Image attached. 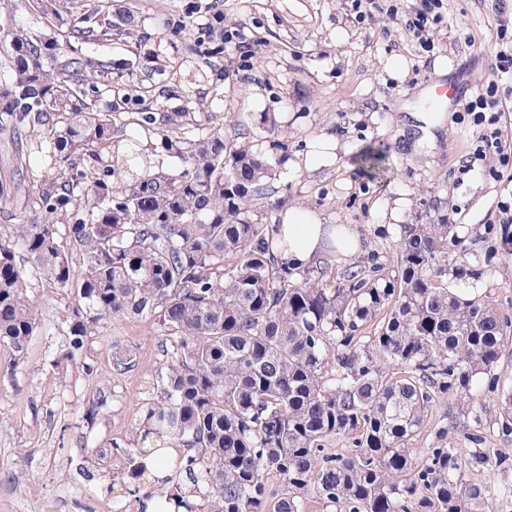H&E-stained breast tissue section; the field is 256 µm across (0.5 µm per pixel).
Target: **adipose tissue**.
<instances>
[{
    "mask_svg": "<svg viewBox=\"0 0 512 512\" xmlns=\"http://www.w3.org/2000/svg\"><path fill=\"white\" fill-rule=\"evenodd\" d=\"M274 240L279 260L297 270L311 265L331 247L348 259L361 252L360 236L354 228L325 224L312 211L299 207L284 212Z\"/></svg>",
    "mask_w": 512,
    "mask_h": 512,
    "instance_id": "obj_1",
    "label": "adipose tissue"
}]
</instances>
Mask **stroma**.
Here are the masks:
<instances>
[{"label":"stroma","mask_w":512,"mask_h":512,"mask_svg":"<svg viewBox=\"0 0 512 512\" xmlns=\"http://www.w3.org/2000/svg\"><path fill=\"white\" fill-rule=\"evenodd\" d=\"M98 22L116 20L119 10L133 18L131 33L92 43H62L63 57L112 62L111 84L130 93L129 108L167 112L187 106L224 117V133L247 134L274 165L268 194L260 204L264 223L277 224L285 209L302 207L329 224H346L361 235L362 250L351 262L333 253L322 261L340 274L358 264L391 268L406 224L420 223L438 205L464 243L479 276L455 279L458 290L490 296L512 315V245L502 243L500 202L512 199V170L495 157L473 159L479 135L464 118L465 104L484 93L499 48L500 14L495 0H443V19L433 30V50L422 49L402 30L403 19L376 10L356 18L348 0H107ZM254 41L256 54L244 59L225 49L222 37L202 24L215 12ZM53 37L65 23L46 20L31 0H0V69L12 54L13 26ZM405 62L391 77L388 58ZM452 63L448 74L437 59ZM455 83V101H439L446 130L429 148L414 145L408 124L424 91ZM259 87L263 109L251 103ZM326 133L340 141L337 164L312 171L301 162L312 139ZM388 149L392 174L373 179L359 165L371 146ZM471 170L460 174L465 158ZM299 169L284 173V161ZM17 173L21 193L0 208V234L13 233L24 210V195L50 176L49 169L16 165L0 133V174ZM408 207L401 221L389 211L397 198ZM37 329L22 356L0 345V512H144L128 493L126 471L115 469L110 444L133 438L138 420L153 397L152 376L164 361L163 337L150 318L104 320L93 336L87 362L93 375L73 361L56 360L69 328L71 295L31 278ZM133 351L134 368L113 366L118 351ZM108 386V402L95 422L84 411L96 389ZM458 392L442 395L412 445L418 453L445 441L469 448V435L481 426L495 457L512 459V437L502 438L487 413L481 423L462 412Z\"/></svg>","instance_id":"obj_1"}]
</instances>
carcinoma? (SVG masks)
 <instances>
[{
	"label": "carcinoma",
	"instance_id": "obj_1",
	"mask_svg": "<svg viewBox=\"0 0 512 512\" xmlns=\"http://www.w3.org/2000/svg\"><path fill=\"white\" fill-rule=\"evenodd\" d=\"M47 19L71 13V0H35ZM98 8L67 37L97 41ZM15 57L0 73V130L36 131L16 143L52 177L27 197L24 221L0 236V344L19 357L36 330L28 274L73 295L63 359H83L98 324L153 317L165 337L154 396L139 439L112 443L110 456L140 480L164 450L186 485L167 498L183 512H305L314 491L329 512H491L495 488L466 474L507 466L483 447L481 416L473 448H409L440 394L455 389L498 434L512 436V387L495 365L512 344V317L490 297L448 285L459 240L431 214L404 226L387 274L351 271L339 285L329 268L315 278L279 265L269 225L253 217L272 165L246 143L224 137L219 116L185 109L130 112L121 102L94 112L80 86L106 81L112 63L45 59V39L12 29ZM127 154L112 152L115 134ZM158 140L181 166L150 163L143 140ZM372 178L391 169L386 148L360 155ZM399 367L388 376L380 363ZM493 408L478 401L481 388ZM107 403L101 390L85 419ZM334 437L353 448L326 447Z\"/></svg>",
	"mask_w": 512,
	"mask_h": 512
}]
</instances>
